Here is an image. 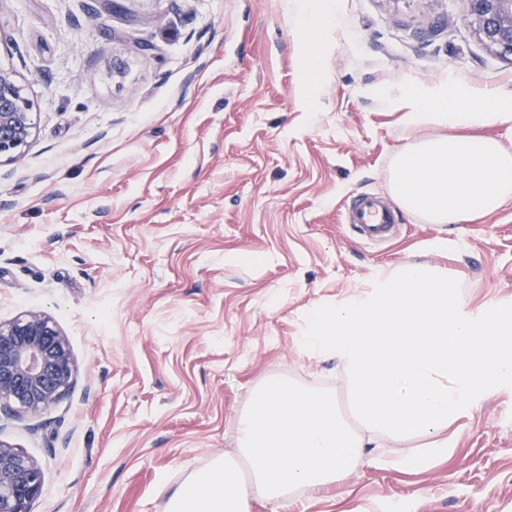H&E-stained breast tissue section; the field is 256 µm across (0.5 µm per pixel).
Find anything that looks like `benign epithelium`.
<instances>
[{
  "label": "benign epithelium",
  "mask_w": 512,
  "mask_h": 512,
  "mask_svg": "<svg viewBox=\"0 0 512 512\" xmlns=\"http://www.w3.org/2000/svg\"><path fill=\"white\" fill-rule=\"evenodd\" d=\"M468 21L485 45L512 58V0H468ZM36 128L33 105L12 73L0 69V158L14 159ZM75 362L65 336L43 311L0 323V406L35 416L71 386ZM44 471L0 440V512H31Z\"/></svg>",
  "instance_id": "1"
}]
</instances>
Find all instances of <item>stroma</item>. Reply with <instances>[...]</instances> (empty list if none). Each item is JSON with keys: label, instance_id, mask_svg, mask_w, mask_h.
I'll return each mask as SVG.
<instances>
[{"label": "stroma", "instance_id": "obj_1", "mask_svg": "<svg viewBox=\"0 0 512 512\" xmlns=\"http://www.w3.org/2000/svg\"><path fill=\"white\" fill-rule=\"evenodd\" d=\"M468 0H334L300 30L284 0H0V68L33 104L0 160V322L46 312L71 388L0 439L37 459L32 512H168L237 451L256 387L350 402L334 362L297 345L309 312L407 263L446 271L462 306L512 311V200L441 227L401 213L361 242L348 198L389 195L411 139L379 94L447 75L512 89V60ZM448 455L360 463L250 512H512V381L483 389Z\"/></svg>", "mask_w": 512, "mask_h": 512}]
</instances>
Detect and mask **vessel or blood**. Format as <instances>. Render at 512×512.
I'll list each match as a JSON object with an SVG mask.
<instances>
[{"label":"vessel or blood","instance_id":"b4317fda","mask_svg":"<svg viewBox=\"0 0 512 512\" xmlns=\"http://www.w3.org/2000/svg\"><path fill=\"white\" fill-rule=\"evenodd\" d=\"M344 217L358 238L366 243L388 241L398 227L393 203L376 193H365L352 200L345 208Z\"/></svg>","mask_w":512,"mask_h":512}]
</instances>
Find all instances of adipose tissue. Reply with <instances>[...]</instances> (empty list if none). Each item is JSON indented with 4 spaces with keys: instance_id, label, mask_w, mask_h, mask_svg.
<instances>
[{
    "instance_id": "adipose-tissue-1",
    "label": "adipose tissue",
    "mask_w": 512,
    "mask_h": 512,
    "mask_svg": "<svg viewBox=\"0 0 512 512\" xmlns=\"http://www.w3.org/2000/svg\"><path fill=\"white\" fill-rule=\"evenodd\" d=\"M389 105L407 129L436 131L394 157L390 188L405 211L457 224L512 199V151L481 134L512 127V91L451 78L401 89ZM298 347L343 371L362 431L342 420L331 394L264 383L236 420V455L172 491L169 512H250L255 499L336 484L363 459L384 461L386 439L400 444L399 465L420 458L409 446L416 437L445 454L443 432L473 408L477 391L512 380V314L464 312L447 274L420 264L310 313Z\"/></svg>"
}]
</instances>
